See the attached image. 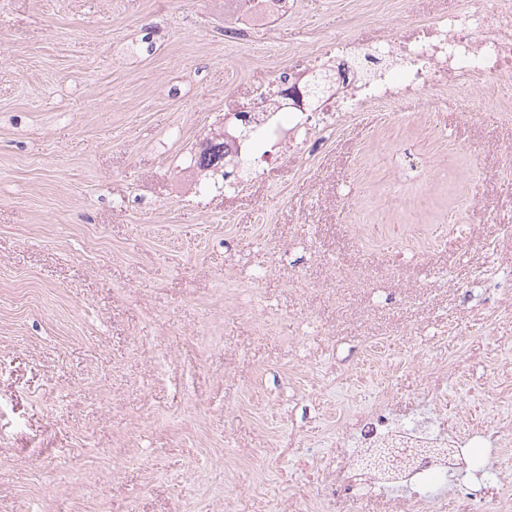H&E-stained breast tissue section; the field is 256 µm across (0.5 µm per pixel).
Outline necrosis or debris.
<instances>
[{
    "mask_svg": "<svg viewBox=\"0 0 512 512\" xmlns=\"http://www.w3.org/2000/svg\"><path fill=\"white\" fill-rule=\"evenodd\" d=\"M400 56L399 65L379 66L375 81L359 83L356 61L348 40L336 46V109L327 113L338 124L352 113L385 107L407 93L433 95L442 89L468 90L471 84L498 85L512 80V0H470L467 7L449 12L447 19H425L390 38ZM466 359L440 357L423 371L416 417L405 419L383 398L366 407L344 409L341 435L324 464V494L337 512L355 500L363 488L376 492L375 512H432L436 499L458 494L471 486V478L484 472L497 478L483 458L473 456L478 441L488 442L495 453L512 446L492 416L475 417L458 411L448 415L446 386L462 376ZM387 444L427 448L431 454L392 472L362 468L369 449Z\"/></svg>",
    "mask_w": 512,
    "mask_h": 512,
    "instance_id": "obj_1",
    "label": "necrosis or debris"
}]
</instances>
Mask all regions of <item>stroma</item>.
I'll return each instance as SVG.
<instances>
[{"label":"stroma","mask_w":512,"mask_h":512,"mask_svg":"<svg viewBox=\"0 0 512 512\" xmlns=\"http://www.w3.org/2000/svg\"><path fill=\"white\" fill-rule=\"evenodd\" d=\"M459 2L287 0L239 39L224 0H0V512H328L338 409L410 411L441 354L477 364L452 408L512 425V399L486 398L512 371V311L493 331L475 313L485 275L512 278L488 246L512 231V83L332 135L283 109L298 148L251 163L244 191L189 167L275 73L334 67L327 40L360 60ZM452 211L464 243L414 237Z\"/></svg>","instance_id":"1"}]
</instances>
